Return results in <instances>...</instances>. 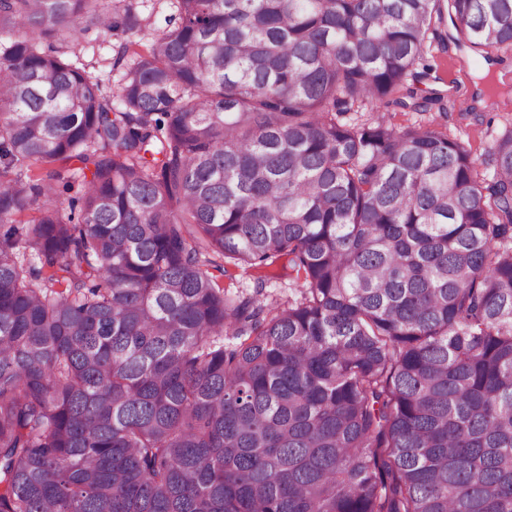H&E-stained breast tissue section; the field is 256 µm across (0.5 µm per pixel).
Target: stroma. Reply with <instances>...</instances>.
I'll list each match as a JSON object with an SVG mask.
<instances>
[{"instance_id":"obj_1","label":"stroma","mask_w":512,"mask_h":512,"mask_svg":"<svg viewBox=\"0 0 512 512\" xmlns=\"http://www.w3.org/2000/svg\"><path fill=\"white\" fill-rule=\"evenodd\" d=\"M133 12L139 23L134 28L121 27L106 31L90 20H81L77 39L57 38L53 47L62 51H75L92 79L98 80L105 94H112L118 84L125 62L121 51L125 44H147L169 29V19L175 8L171 0H131ZM425 62L431 65L434 75L440 77L450 90L454 106L447 113L383 111L363 112L361 122L383 120L396 129L430 126L447 131L450 137L463 142L473 157L481 160V172H488L486 152L493 141L512 122V52L499 51L491 58L472 51L459 42L456 30H449L447 43L429 41ZM490 69L492 76L507 97L499 108H490L486 98L480 97L482 88L477 76L483 69ZM219 283L229 298L258 296L264 304L285 303L299 299L301 284L289 277L281 266H273L265 281H258L254 271L227 265Z\"/></svg>"}]
</instances>
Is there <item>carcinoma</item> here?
Masks as SVG:
<instances>
[{
  "label": "carcinoma",
  "mask_w": 512,
  "mask_h": 512,
  "mask_svg": "<svg viewBox=\"0 0 512 512\" xmlns=\"http://www.w3.org/2000/svg\"><path fill=\"white\" fill-rule=\"evenodd\" d=\"M445 3L512 51V0H173L106 96L49 41L132 5L0 0V512H512V128L339 120L448 112ZM281 264L279 262L269 269L263 288H257L256 272L244 270L232 263L224 264L227 271L224 276H220L218 272L215 274L219 276V284L224 287L230 299L238 296H256L267 305L300 299L301 281L288 277V270H282Z\"/></svg>",
  "instance_id": "1"
}]
</instances>
